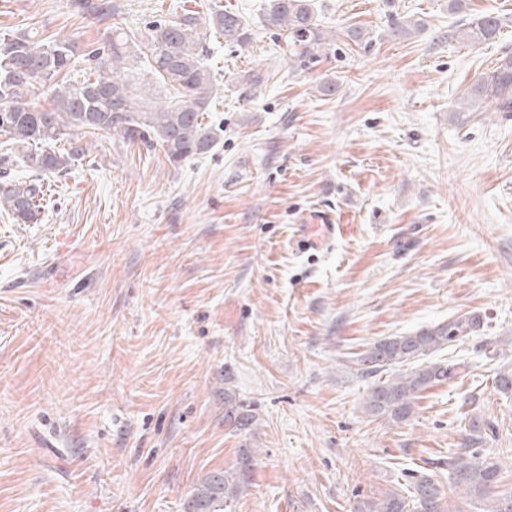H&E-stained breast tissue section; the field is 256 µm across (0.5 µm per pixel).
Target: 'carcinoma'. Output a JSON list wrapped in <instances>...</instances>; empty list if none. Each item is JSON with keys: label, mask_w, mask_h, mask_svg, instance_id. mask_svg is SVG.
<instances>
[{"label": "carcinoma", "mask_w": 512, "mask_h": 512, "mask_svg": "<svg viewBox=\"0 0 512 512\" xmlns=\"http://www.w3.org/2000/svg\"><path fill=\"white\" fill-rule=\"evenodd\" d=\"M68 7L99 20L114 12L112 0H68ZM264 22L277 30L283 53L304 62L335 38L320 29L312 0H269ZM224 38V42L247 47L252 30L237 13L218 6L202 19L186 9L174 19L155 21L149 26L145 51L130 55L129 40L115 29L109 41L97 48L79 52L72 40L45 41L29 32L0 35V136L5 144L24 151L25 166L36 178L0 182V210L18 224H34L40 218L44 197L41 178L64 174L90 154L84 141L87 133L118 136L129 145L152 147L161 144L170 161L179 163L203 155L215 147L212 128L204 125L209 108L210 75L201 56L205 44L201 25ZM502 28L500 16L483 13L459 29V37L480 44L497 37ZM142 58L151 73L173 87L179 100L173 104L142 111L134 101L129 84L121 78L126 62ZM80 62L93 63L94 72L72 80ZM51 94L53 108L38 110L32 100ZM463 112H512V54L505 55L491 74L479 79L466 93ZM479 320L456 317L444 324L414 334L380 340L354 357V370L369 376L392 365H406L444 346L462 342L477 330ZM451 366L443 363L419 365L372 386L365 410L393 422L409 419L420 394L448 379ZM224 422L237 430L248 428L254 416L224 390ZM253 456L243 449L233 471L214 470L206 474L185 500L186 512H224V503L235 497L247 483ZM454 487L485 495L502 479L499 464L473 452L470 458L448 463ZM444 491L430 474H421L414 484L413 501L396 491L377 500H368L357 512H442Z\"/></svg>", "instance_id": "carcinoma-1"}]
</instances>
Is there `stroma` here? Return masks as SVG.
Instances as JSON below:
<instances>
[{"mask_svg": "<svg viewBox=\"0 0 512 512\" xmlns=\"http://www.w3.org/2000/svg\"><path fill=\"white\" fill-rule=\"evenodd\" d=\"M66 2L0 0V31L137 44L179 6L221 5L254 38L206 37L211 152L176 164L97 136L44 179L38 223L0 214V512H182L243 448L254 467L225 512H354L424 471L444 512H485L448 477L474 417L497 425L477 449L512 495V398L493 384L512 368V112L458 109L512 53V0H317L336 46L302 66L267 0H113L104 21ZM486 12L498 37L460 41ZM400 18L419 29L394 36ZM350 26L368 41L341 39ZM248 71L269 80L249 89ZM123 77L140 106L176 99L144 66ZM324 212L343 234L302 249ZM459 316L477 331L432 356L453 375L406 421L366 412L352 358ZM228 391L250 428L225 424Z\"/></svg>", "mask_w": 512, "mask_h": 512, "instance_id": "stroma-1", "label": "stroma"}]
</instances>
